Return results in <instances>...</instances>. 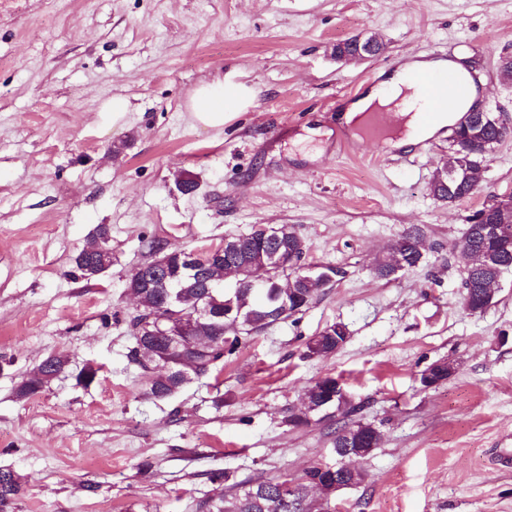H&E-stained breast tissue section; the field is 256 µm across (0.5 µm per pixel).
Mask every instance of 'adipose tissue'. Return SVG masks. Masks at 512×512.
Here are the masks:
<instances>
[{
    "label": "adipose tissue",
    "instance_id": "adipose-tissue-1",
    "mask_svg": "<svg viewBox=\"0 0 512 512\" xmlns=\"http://www.w3.org/2000/svg\"><path fill=\"white\" fill-rule=\"evenodd\" d=\"M239 97L251 103L252 96L244 87L217 78L201 83L190 96L187 108L194 122L201 127L219 129L231 120L233 113L224 109L225 95ZM387 110L392 114L393 126L387 144L402 146L414 144L432 136L438 127L453 121L456 104H449L437 124L428 125L422 120V96L408 81L407 72H400L373 88L354 103L344 114L347 125L361 127L365 113Z\"/></svg>",
    "mask_w": 512,
    "mask_h": 512
}]
</instances>
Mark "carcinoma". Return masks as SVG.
I'll list each match as a JSON object with an SVG mask.
<instances>
[{
	"instance_id": "carcinoma-1",
	"label": "carcinoma",
	"mask_w": 512,
	"mask_h": 512,
	"mask_svg": "<svg viewBox=\"0 0 512 512\" xmlns=\"http://www.w3.org/2000/svg\"><path fill=\"white\" fill-rule=\"evenodd\" d=\"M507 135V128L492 124L480 127V131L469 140L462 126L453 131L452 148L445 164L436 169L429 184L432 196L450 205L472 196L476 185L470 182L449 183L445 166L455 162L459 155L469 157L473 167L484 165L495 144ZM496 221L493 204L489 203L477 211L474 221L468 225L458 247L469 250L474 265L466 270L462 282L463 302L475 309H482L493 301L487 295V283L496 272L512 269V239H498L488 231V226ZM422 231L416 227L405 230L391 245V249L404 256L409 265L417 266L424 262L425 255L417 248V239ZM248 260L244 264L242 284L234 282L206 283L201 276L194 280H182L178 270L182 260L173 253L183 249L169 248L170 270L175 280L182 281V287L172 289L177 300L172 308H166L164 291L161 288H144L130 279L128 288L139 299V311L130 319L129 335L131 346L128 360L149 373L147 394L156 400H166L182 388L210 373L224 361V335L236 337L250 336L275 323L291 317V312H305L321 290L316 285H299L293 293L282 288L286 284L285 275L291 271L281 270L277 276L260 290L244 283L249 271L267 264L269 256L277 251L278 244L271 240L253 239L246 241ZM107 257L112 262V254L80 250L74 258L75 269L80 277H85L86 269ZM160 324L157 335L142 334L147 324ZM345 325L333 323L326 326L305 343V355L317 353L327 355L341 348L346 342ZM67 360L61 355L49 356L20 381L17 395L21 398L39 392L45 384L61 373ZM336 390V378L324 376L308 387L310 397L322 396ZM339 419L331 431V442L335 448H376L381 441L380 429L372 423L354 419L361 410L348 391L340 394L330 403ZM318 466L304 472L295 481L293 497L283 493L286 482L271 478L260 482L241 481L230 486L231 493H224V483L229 476L222 470H213L209 479L215 485L213 495L200 500L197 512H303L301 500L307 495V478H316ZM23 486L19 476L9 468H0V512H8L22 494Z\"/></svg>"
}]
</instances>
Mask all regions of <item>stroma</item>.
I'll return each instance as SVG.
<instances>
[{"label": "stroma", "mask_w": 512, "mask_h": 512, "mask_svg": "<svg viewBox=\"0 0 512 512\" xmlns=\"http://www.w3.org/2000/svg\"><path fill=\"white\" fill-rule=\"evenodd\" d=\"M387 49L336 60V43ZM512 0H0V467L23 492L13 512H195L210 471L230 481L294 479L333 461L335 418L289 417L316 379L339 377L382 440L340 512H512V270L491 306L461 305L456 249L475 213L512 194V134L487 157L479 189L446 205L428 191L449 135L344 153L343 109L414 61L450 60L478 88L477 108L512 118ZM222 77L254 92L223 129L186 103ZM126 96L113 123L104 106ZM124 143L121 154L114 144ZM198 188L182 193L177 180ZM112 265L74 275L97 225ZM256 224H287L306 260L341 268L298 321L242 339L223 368L164 401L129 363L126 293L145 240L203 249ZM423 264L392 280L371 263L410 226ZM340 322L345 345L304 356ZM66 370L21 399V378L52 355ZM456 370L427 389L419 374ZM90 386L76 376L87 364Z\"/></svg>", "instance_id": "35a3bbf8"}]
</instances>
